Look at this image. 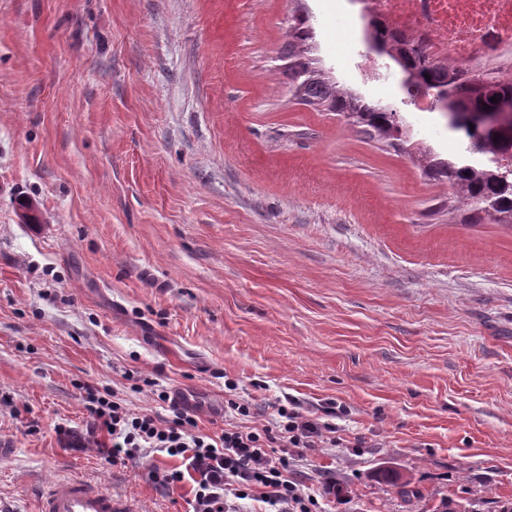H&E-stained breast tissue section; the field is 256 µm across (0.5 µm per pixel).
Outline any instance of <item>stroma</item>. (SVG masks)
<instances>
[{"label":"stroma","mask_w":512,"mask_h":512,"mask_svg":"<svg viewBox=\"0 0 512 512\" xmlns=\"http://www.w3.org/2000/svg\"><path fill=\"white\" fill-rule=\"evenodd\" d=\"M301 10L325 69L448 153L442 114L364 82L352 0H0V512L67 478L189 512L192 480L149 478L181 457L107 461L86 383L183 391L208 434L230 396L246 427L330 415L289 459L319 512L512 507V228L292 95Z\"/></svg>","instance_id":"stroma-1"}]
</instances>
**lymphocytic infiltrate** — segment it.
Here are the masks:
<instances>
[{
	"instance_id": "lymphocytic-infiltrate-1",
	"label": "lymphocytic infiltrate",
	"mask_w": 512,
	"mask_h": 512,
	"mask_svg": "<svg viewBox=\"0 0 512 512\" xmlns=\"http://www.w3.org/2000/svg\"><path fill=\"white\" fill-rule=\"evenodd\" d=\"M86 409L109 437V462L125 464L148 452L180 456L196 476L192 512H235L233 499L257 494L275 512H313L318 501L288 475L287 449L301 451L333 444L334 426L296 409L278 408L274 426L243 429L225 422L220 433L201 432L195 414L159 392L169 416L135 411L122 399L85 386Z\"/></svg>"
}]
</instances>
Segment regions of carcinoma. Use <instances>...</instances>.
<instances>
[{
	"label": "carcinoma",
	"instance_id": "obj_1",
	"mask_svg": "<svg viewBox=\"0 0 512 512\" xmlns=\"http://www.w3.org/2000/svg\"><path fill=\"white\" fill-rule=\"evenodd\" d=\"M313 27L306 13L297 15L288 30L283 45L288 59V80L295 96L313 105H325L342 114L349 124L361 129L372 138L385 140L395 148L407 142L408 129L399 113L380 103H369L365 97L326 75L310 58ZM370 41L380 48L378 54L386 56L403 74L406 92L421 90H448L446 108L461 114L483 111V106H494L490 98L512 101V82H486L481 78H458L448 66L427 62L419 56L414 65L409 54L386 45L378 35L368 33ZM464 150L470 154L489 157V163L467 160H449L431 148H420L416 162L424 175L432 180L444 181L452 189L466 221L489 218L498 224L512 226V167L499 163L498 154L506 151V141H512V124L494 130L464 131ZM379 478L400 488L405 495L411 479L396 472H384Z\"/></svg>",
	"mask_w": 512,
	"mask_h": 512
}]
</instances>
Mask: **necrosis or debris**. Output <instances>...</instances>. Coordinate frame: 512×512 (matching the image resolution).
I'll list each match as a JSON object with an SVG mask.
<instances>
[{"label":"necrosis or debris","instance_id":"necrosis-or-debris-1","mask_svg":"<svg viewBox=\"0 0 512 512\" xmlns=\"http://www.w3.org/2000/svg\"><path fill=\"white\" fill-rule=\"evenodd\" d=\"M360 16L465 76L512 77V0H361Z\"/></svg>","mask_w":512,"mask_h":512}]
</instances>
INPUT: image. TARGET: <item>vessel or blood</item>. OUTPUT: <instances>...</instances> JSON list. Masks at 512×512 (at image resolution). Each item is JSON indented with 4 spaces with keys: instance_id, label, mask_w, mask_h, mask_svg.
I'll list each match as a JSON object with an SVG mask.
<instances>
[{
    "instance_id": "obj_1",
    "label": "vessel or blood",
    "mask_w": 512,
    "mask_h": 512,
    "mask_svg": "<svg viewBox=\"0 0 512 512\" xmlns=\"http://www.w3.org/2000/svg\"><path fill=\"white\" fill-rule=\"evenodd\" d=\"M37 504L38 512H138L131 500L76 479L60 480L42 488Z\"/></svg>"
}]
</instances>
